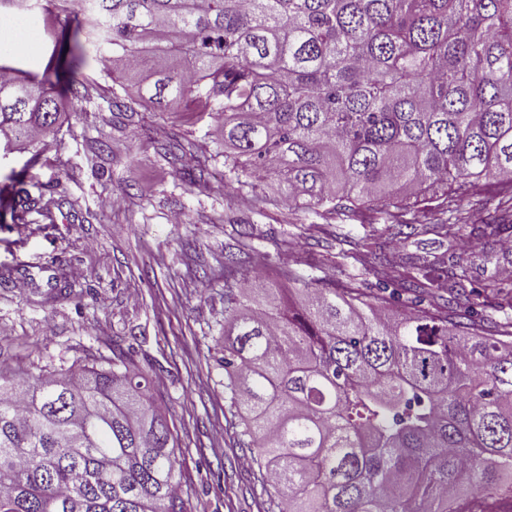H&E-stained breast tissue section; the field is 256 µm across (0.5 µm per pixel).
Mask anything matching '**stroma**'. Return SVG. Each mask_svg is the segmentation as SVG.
Instances as JSON below:
<instances>
[{
  "label": "stroma",
  "instance_id": "35a3bbf8",
  "mask_svg": "<svg viewBox=\"0 0 512 512\" xmlns=\"http://www.w3.org/2000/svg\"><path fill=\"white\" fill-rule=\"evenodd\" d=\"M84 72L86 98L74 105L62 97L65 123L38 161L26 152L0 161V186L28 163L31 196L55 200L52 220L32 213L0 227V371L100 364L133 349L173 430L191 512H282L224 392L225 253L264 256L272 287H281L286 268L329 277L398 312L378 282L393 286L413 274L409 257L418 250L440 259L458 252L472 225L512 195V183L490 176L470 189L456 238L435 239L423 226L397 238L383 216L324 218L284 206L272 183L225 184L220 121L139 103L118 111L109 105L111 78L93 60ZM377 242L390 243L392 254L378 276L370 250ZM475 245L470 279L481 289L512 267V250Z\"/></svg>",
  "mask_w": 512,
  "mask_h": 512
}]
</instances>
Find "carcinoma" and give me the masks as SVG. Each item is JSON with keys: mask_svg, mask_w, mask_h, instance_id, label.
<instances>
[{"mask_svg": "<svg viewBox=\"0 0 512 512\" xmlns=\"http://www.w3.org/2000/svg\"><path fill=\"white\" fill-rule=\"evenodd\" d=\"M0 0L64 16L59 65L0 60V140L33 156L84 98L79 54L107 76L145 67L138 97L224 119V176L265 172L289 207L405 216L431 195L512 175V0ZM51 218L50 202L0 214ZM512 231V197L472 228ZM470 259L412 258L452 317L388 316L321 280L288 299L224 257V391L287 512H474L512 499V349L480 333ZM131 352L106 366L0 373V512H188L174 435ZM507 492H502V489Z\"/></svg>", "mask_w": 512, "mask_h": 512, "instance_id": "obj_1", "label": "carcinoma"}]
</instances>
